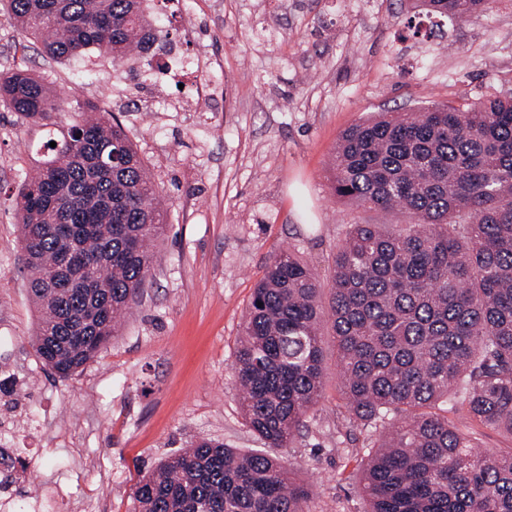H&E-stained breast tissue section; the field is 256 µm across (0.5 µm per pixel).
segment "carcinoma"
<instances>
[{
  "mask_svg": "<svg viewBox=\"0 0 512 512\" xmlns=\"http://www.w3.org/2000/svg\"><path fill=\"white\" fill-rule=\"evenodd\" d=\"M6 2L7 21L52 58L96 51L118 69L149 49L141 0ZM489 2L423 5L453 19ZM0 103L34 123L67 106L21 69L0 75ZM49 141L15 206L39 309L33 347L66 377L138 304L168 224L119 122L75 121ZM332 171L337 197L409 222L350 225L326 305L306 263L272 257L235 357L246 424L270 448L306 426L322 394L326 321L352 424L389 431L361 471L368 512H512V450L477 451L448 424L459 403L512 434V100L383 113L341 135ZM308 497L278 458L203 438L142 476L133 512H305Z\"/></svg>",
  "mask_w": 512,
  "mask_h": 512,
  "instance_id": "1",
  "label": "carcinoma"
}]
</instances>
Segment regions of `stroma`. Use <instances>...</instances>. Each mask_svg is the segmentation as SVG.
Segmentation results:
<instances>
[{
  "label": "stroma",
  "instance_id": "1",
  "mask_svg": "<svg viewBox=\"0 0 512 512\" xmlns=\"http://www.w3.org/2000/svg\"><path fill=\"white\" fill-rule=\"evenodd\" d=\"M165 33L207 61L219 100L195 112H147L138 81L114 84L95 53L55 60L0 15V72L39 76L68 108L50 126L0 106V378L10 377L18 428L0 446L27 462L14 512H131L136 484L206 437L263 450L240 408L233 362L256 284L278 252L330 286L332 257L353 224H404L336 197L341 133L381 112L512 98V0L466 21L442 19L446 41L414 34L419 0H156ZM200 28L204 36L184 33ZM91 102L124 126L167 211L141 302L91 362L58 377L37 358L38 311L27 286L14 197L45 152ZM324 389L280 457L310 490L307 512H367L359 470L381 430L352 425L336 342L323 333ZM451 425L474 446L512 448L461 406Z\"/></svg>",
  "mask_w": 512,
  "mask_h": 512
}]
</instances>
